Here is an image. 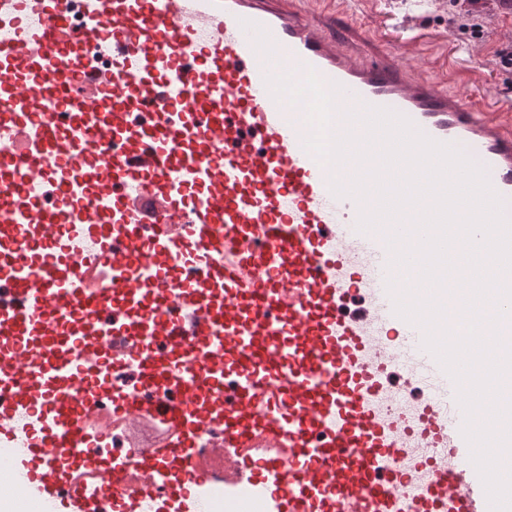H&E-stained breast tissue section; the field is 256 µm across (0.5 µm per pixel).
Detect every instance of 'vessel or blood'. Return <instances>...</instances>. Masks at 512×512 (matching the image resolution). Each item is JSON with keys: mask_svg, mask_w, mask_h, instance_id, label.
Returning <instances> with one entry per match:
<instances>
[{"mask_svg": "<svg viewBox=\"0 0 512 512\" xmlns=\"http://www.w3.org/2000/svg\"><path fill=\"white\" fill-rule=\"evenodd\" d=\"M338 0H0V282L24 303L0 305V470L41 512H140L127 461L98 457L85 424L94 402L137 414L170 437L141 458L164 489L157 512H208L183 472L208 416L227 449L263 422L287 460H263L249 488L274 512H403L412 473L383 472L402 450L379 407L382 357L422 326L394 311L381 231L363 233L360 202L329 182L352 163L312 157L302 108L275 100L269 74L313 69L340 86L341 108H385L430 139L461 148L512 218V114L475 108L446 80L352 35L326 32ZM70 111V126L45 119ZM59 185L46 207L32 178ZM158 233L139 259L137 225ZM223 225L215 236L214 225ZM93 233L83 268L57 251V229ZM195 265L198 276L181 271ZM261 266L262 287L238 279ZM462 332L461 295H439ZM123 320L106 324L103 311ZM112 338L100 345V336ZM134 361L142 385L183 400L112 391V365ZM35 426L19 442L15 419ZM408 423L448 450L414 512H490L462 435L465 419L432 406Z\"/></svg>", "mask_w": 512, "mask_h": 512, "instance_id": "vessel-or-blood-1", "label": "vessel or blood"}]
</instances>
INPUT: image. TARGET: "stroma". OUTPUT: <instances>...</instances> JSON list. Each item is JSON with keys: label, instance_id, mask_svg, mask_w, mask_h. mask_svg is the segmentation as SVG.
Returning <instances> with one entry per match:
<instances>
[{"label": "stroma", "instance_id": "1", "mask_svg": "<svg viewBox=\"0 0 512 512\" xmlns=\"http://www.w3.org/2000/svg\"><path fill=\"white\" fill-rule=\"evenodd\" d=\"M459 11L455 0H353L351 7L337 13L328 32L339 41L355 26L381 35V43H369L372 51L397 50L415 32H438L439 43L415 45L414 64L428 71L440 54H447L456 65L479 74L476 82L461 86L465 101L495 100L512 108V68L501 67L497 59L499 49L512 43V9L485 0L476 29L463 26Z\"/></svg>", "mask_w": 512, "mask_h": 512}]
</instances>
